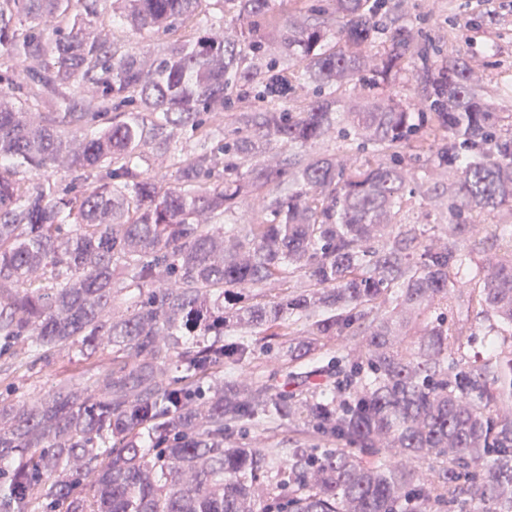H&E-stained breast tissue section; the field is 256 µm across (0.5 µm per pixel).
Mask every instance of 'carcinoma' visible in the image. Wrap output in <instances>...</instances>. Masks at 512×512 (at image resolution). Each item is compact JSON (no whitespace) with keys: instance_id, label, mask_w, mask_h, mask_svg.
Listing matches in <instances>:
<instances>
[{"instance_id":"1","label":"carcinoma","mask_w":512,"mask_h":512,"mask_svg":"<svg viewBox=\"0 0 512 512\" xmlns=\"http://www.w3.org/2000/svg\"><path fill=\"white\" fill-rule=\"evenodd\" d=\"M404 2L0 0V384L95 360L0 399V512H512V348L455 318L512 339V124ZM472 323V324H471ZM489 323L484 320L483 317L478 316L475 318V315L471 316V321L466 325L467 332L466 335H469L471 331L476 332L479 336H475L472 341L467 343V336H464L463 342L465 343L463 352L473 358L474 355L481 356V354H485V344L483 335L486 331V327ZM471 327V329H469ZM75 360L72 356L62 355L52 364L37 369V373L21 381L12 391L5 392L2 389L6 404L31 400L45 391L61 388L64 380L70 379L68 375L71 374L70 369L73 368Z\"/></svg>"}]
</instances>
